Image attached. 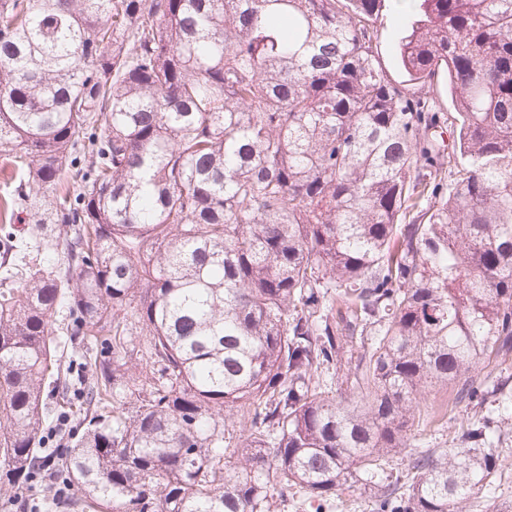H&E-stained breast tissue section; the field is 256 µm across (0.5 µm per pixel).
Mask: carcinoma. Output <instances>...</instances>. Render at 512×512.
Listing matches in <instances>:
<instances>
[{
	"mask_svg": "<svg viewBox=\"0 0 512 512\" xmlns=\"http://www.w3.org/2000/svg\"><path fill=\"white\" fill-rule=\"evenodd\" d=\"M391 2L0 0L10 219L58 225H0L6 506L322 510L364 481L453 512L492 484L483 417L383 479L427 391L507 400L512 0H412L400 82ZM392 3L393 7L385 13L379 26L377 49L387 74L400 81L403 75L399 66L396 44L407 32L411 10L403 6L404 2Z\"/></svg>",
	"mask_w": 512,
	"mask_h": 512,
	"instance_id": "carcinoma-1",
	"label": "carcinoma"
}]
</instances>
